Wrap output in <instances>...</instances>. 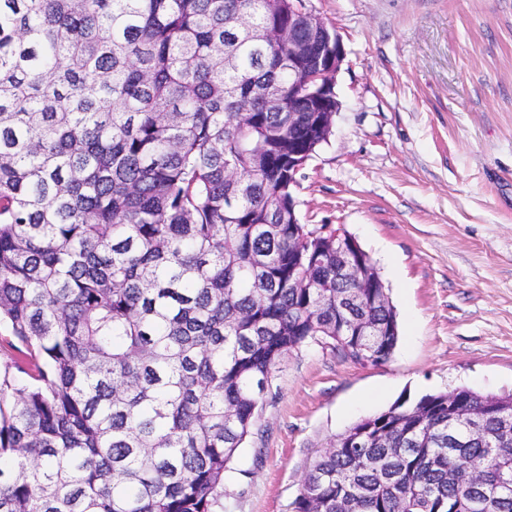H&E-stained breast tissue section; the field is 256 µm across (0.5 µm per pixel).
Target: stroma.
Wrapping results in <instances>:
<instances>
[{
  "label": "stroma",
  "mask_w": 512,
  "mask_h": 512,
  "mask_svg": "<svg viewBox=\"0 0 512 512\" xmlns=\"http://www.w3.org/2000/svg\"><path fill=\"white\" fill-rule=\"evenodd\" d=\"M345 58L304 224L345 228L399 312L393 357L310 344L275 370L224 512H294L310 463L396 400L512 393V0H307Z\"/></svg>",
  "instance_id": "35a3bbf8"
}]
</instances>
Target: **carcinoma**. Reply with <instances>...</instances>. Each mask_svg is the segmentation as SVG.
I'll return each instance as SVG.
<instances>
[{
  "mask_svg": "<svg viewBox=\"0 0 512 512\" xmlns=\"http://www.w3.org/2000/svg\"><path fill=\"white\" fill-rule=\"evenodd\" d=\"M303 78L288 0H0V512H224L288 354L391 359L370 256L288 222V153L328 140L288 111ZM454 392L477 430L446 392L396 402L310 464L295 512H512V394ZM368 425L389 447H346Z\"/></svg>",
  "mask_w": 512,
  "mask_h": 512,
  "instance_id": "carcinoma-1",
  "label": "carcinoma"
}]
</instances>
